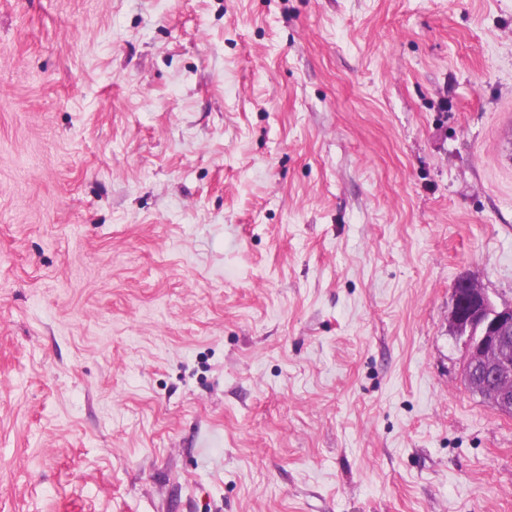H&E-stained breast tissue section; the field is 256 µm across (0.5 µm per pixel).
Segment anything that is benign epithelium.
<instances>
[{
    "instance_id": "benign-epithelium-1",
    "label": "benign epithelium",
    "mask_w": 512,
    "mask_h": 512,
    "mask_svg": "<svg viewBox=\"0 0 512 512\" xmlns=\"http://www.w3.org/2000/svg\"><path fill=\"white\" fill-rule=\"evenodd\" d=\"M450 324L467 350L465 377L483 389V397L512 416V304L495 305L469 280L452 290Z\"/></svg>"
}]
</instances>
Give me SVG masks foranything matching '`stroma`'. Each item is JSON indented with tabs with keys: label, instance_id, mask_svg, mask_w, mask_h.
Returning a JSON list of instances; mask_svg holds the SVG:
<instances>
[{
	"label": "stroma",
	"instance_id": "stroma-1",
	"mask_svg": "<svg viewBox=\"0 0 512 512\" xmlns=\"http://www.w3.org/2000/svg\"><path fill=\"white\" fill-rule=\"evenodd\" d=\"M462 277L512 0H0V512H512Z\"/></svg>",
	"mask_w": 512,
	"mask_h": 512
}]
</instances>
